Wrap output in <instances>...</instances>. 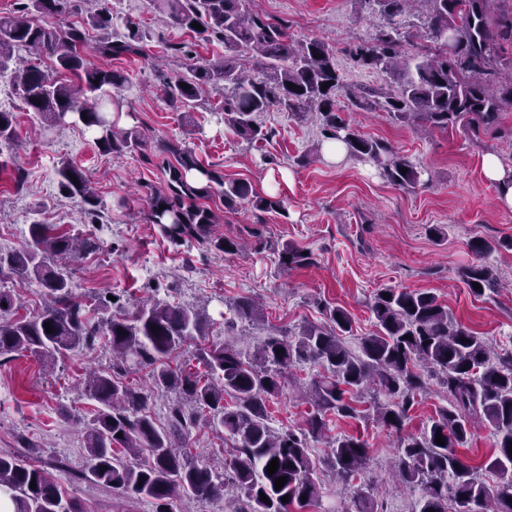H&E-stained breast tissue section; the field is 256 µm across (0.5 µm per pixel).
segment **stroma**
Masks as SVG:
<instances>
[{
	"label": "stroma",
	"instance_id": "1",
	"mask_svg": "<svg viewBox=\"0 0 512 512\" xmlns=\"http://www.w3.org/2000/svg\"><path fill=\"white\" fill-rule=\"evenodd\" d=\"M117 23H136L148 34L140 53L108 58L97 38L83 49L94 65L126 72L129 83L117 93L122 110L112 121L134 129L144 149L122 155L100 153L92 134L68 116L66 124L45 127L13 91L10 74H0V111L17 117L16 140L0 148V251L22 247L32 223L51 224L70 235L97 239L96 251L69 262L75 293L90 299L108 288L113 313L132 312L151 300L184 306L206 305L212 324L205 336L184 343L171 361L198 371L199 346L223 343L242 355L253 353L270 333L302 323L321 324L322 304L346 309L353 334L345 342L357 349L360 337L375 332L369 304L386 287L434 293L458 321L502 354L512 351V250L498 248L512 238V208L501 206L498 191L482 170V160L498 155L512 166V145L493 134L472 136L456 128L426 130L393 123L382 112L346 109L359 134L389 142L423 170L420 183L404 189L388 183L376 166L349 155L332 160L319 119L304 121L284 112L261 117L270 135L250 144L224 124V93L214 91L193 111L173 107L161 92L163 75L178 72L175 46L196 45V63L222 59L223 45L198 40L173 26L151 0H101ZM259 14L288 24L297 39L327 41L347 83L377 87L385 74L357 67L347 49L368 38L381 24L379 14L359 10L355 0H253ZM181 148L227 179L249 182L259 193L278 197L284 211L256 215L249 204L225 210L220 185H212L200 203L217 216L211 232L244 242L242 252L227 254L194 239L173 240L148 223L149 194L164 188V167ZM80 166L102 201L99 223L82 214L79 199L63 197L56 170L64 163ZM24 185H17L16 171ZM440 236H433V229ZM485 240L496 246L487 258L497 273L496 289L476 297L459 281L457 271L471 263V245ZM289 243L311 251L314 265L285 271L276 249ZM253 298L264 306L257 322L224 325L228 305ZM111 353L103 347L78 348L54 369L18 352L0 363V453L24 456L35 466L63 462L74 470L88 464L85 424L94 407L83 387L87 369L106 368ZM300 363L286 372L281 392L267 403L270 424L278 430L303 428L309 412L299 399L317 373ZM331 436L354 435L368 447L362 475L374 488L383 512H412L416 495L392 481L397 436L375 422L331 417ZM183 451L197 463L220 471L235 453V440L211 428L193 429ZM67 497L84 512H152L150 503H129L112 491L62 477Z\"/></svg>",
	"mask_w": 512,
	"mask_h": 512
}]
</instances>
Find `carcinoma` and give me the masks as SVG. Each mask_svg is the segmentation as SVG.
<instances>
[{"instance_id":"obj_1","label":"carcinoma","mask_w":512,"mask_h":512,"mask_svg":"<svg viewBox=\"0 0 512 512\" xmlns=\"http://www.w3.org/2000/svg\"><path fill=\"white\" fill-rule=\"evenodd\" d=\"M157 11L204 42L224 44V58L189 65L186 72L163 79V94L176 108H195L206 91L224 88V124L249 143L265 140L268 130L261 114L277 110L295 118L316 113L322 134L344 144L347 153L370 162L387 182L415 187L421 169L383 140L356 133L341 115L339 98L351 108H378L397 124L441 130L462 127L478 137L497 129L501 113L512 110V78L503 79L512 58H501L503 45L512 42V10L504 0H421L428 7L422 31L406 32L401 17L416 0H357L385 19L368 40L349 49L359 67L385 73V88H356L346 83L336 65L333 48L321 39H295L288 25L249 10L250 0H153ZM67 0H21L17 13L0 16V73L11 71L15 90L24 104L49 124L73 114L95 134L96 147L121 155L143 146L139 133L118 131L100 97L118 93L128 83L119 69L98 68L84 57L89 32L99 36V51L110 57L140 52L146 38L138 25L126 24V33H112V14L102 8L76 25L63 18ZM40 17L59 18L42 24ZM196 22L198 30L191 26ZM417 39L413 51L403 46ZM25 50L35 61H21ZM75 75L82 85L50 79L44 61ZM327 89H322V85ZM86 95L82 104L75 93ZM15 137V118L0 111V144ZM177 164L168 166L167 189L150 193L148 219L163 225L172 238L190 235L226 253L238 251L232 238L213 239L214 213L190 203L208 193L210 183L224 186V209L248 203L260 212L284 209L279 198L265 196L240 180H224L198 162L188 150L176 152ZM59 193L78 198L91 222L98 219L97 194L83 172L71 163L57 169ZM91 237L78 242L47 224L29 225V239L17 250L0 253V280H35L43 304L31 317H15L18 298L0 287V357L28 352L45 364L80 347L100 344L129 367H152L154 388L173 391L167 426L160 429L147 410L150 394L121 378V373L96 370L85 390L96 402L85 428V450L90 462L77 478L127 495L146 499L155 512H170L175 499H221L237 490L232 512H288V506L319 500L322 490L313 479L319 461L308 440L324 436L330 414L354 418L357 403L372 393L378 424L398 434L396 477L402 487L418 492L416 512H512V354L493 355L486 341L464 326L430 292L380 288L370 305L376 332L359 340L358 351L343 341L352 333V317L342 307L324 306L326 324H306L298 331L271 334L250 357L222 344L197 349L204 373L173 368L167 363L187 338L203 336L211 319L206 308H188L155 301L129 316L112 314V301L98 299V320L87 313L69 276L54 262L97 250ZM476 259L458 271L470 293L481 297L496 284L485 257L496 246L484 240L472 243ZM285 270L315 264L312 253L291 244L277 250ZM481 288L476 289L473 283ZM390 294L386 299L383 294ZM233 319L261 318L248 299L231 308ZM50 323L54 332L44 327ZM411 339H406V336ZM282 353L277 354L275 350ZM316 364L321 372L309 384L312 412L299 432H276L269 423L267 401L282 390V373L301 362ZM437 377L450 406L438 410L418 436L401 431L415 398L428 389L418 365ZM222 428L238 442L236 456L224 472L200 466L178 453L200 422ZM489 427L497 455L485 469L498 479L496 487L479 477L480 468L465 463L455 448L463 447L474 425ZM445 444H436V433ZM144 462L136 461L142 450ZM279 467L267 474L268 464ZM368 462L367 447L354 436L332 443L330 464L336 482L347 487L360 478ZM287 477L283 487L275 480ZM36 487H30V484ZM0 490L10 493L15 512H82L63 497L59 476L47 467H34L17 455L0 454ZM269 502L260 500V495ZM288 501H282V497ZM355 512H377L374 497L360 487Z\"/></svg>"}]
</instances>
